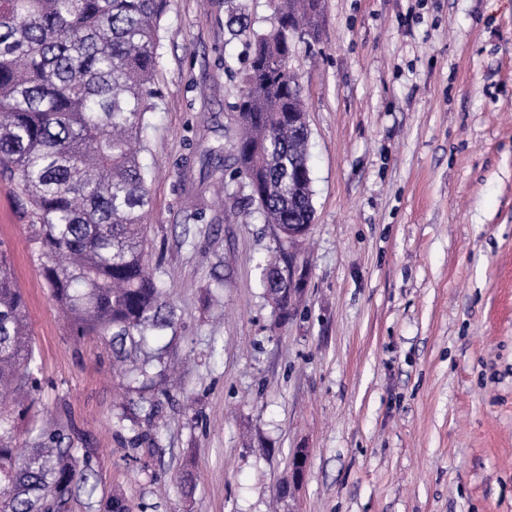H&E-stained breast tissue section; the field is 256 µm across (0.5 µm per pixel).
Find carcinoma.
Returning <instances> with one entry per match:
<instances>
[{
	"label": "carcinoma",
	"instance_id": "obj_1",
	"mask_svg": "<svg viewBox=\"0 0 512 512\" xmlns=\"http://www.w3.org/2000/svg\"><path fill=\"white\" fill-rule=\"evenodd\" d=\"M166 0H0V177L14 185L21 216L35 230L42 276L70 332L109 336L116 361L132 363L144 421L166 368L153 363L150 340L173 327L175 313L148 265L149 173L140 161L153 75L160 58ZM321 0H278L282 40L254 35L236 103L233 144L248 193L234 201L288 230L315 217L308 172L306 111L288 62L292 39L315 34ZM263 286L280 314L297 279ZM39 364L27 305L0 241V393L28 414L39 391ZM12 416L0 413V512H69L72 487L87 483L90 459L78 460L65 428L40 429L15 446Z\"/></svg>",
	"mask_w": 512,
	"mask_h": 512
}]
</instances>
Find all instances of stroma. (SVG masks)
Here are the masks:
<instances>
[{
	"mask_svg": "<svg viewBox=\"0 0 512 512\" xmlns=\"http://www.w3.org/2000/svg\"><path fill=\"white\" fill-rule=\"evenodd\" d=\"M272 18L271 0H168L141 154L176 310L152 445H131L139 396L105 337L71 336L0 178L41 362L16 442L68 427L93 469L70 512L117 491L132 512H270L302 448L280 512H512V0H324L290 59L315 219L289 247L301 290L284 317L262 285L276 228L224 216L246 192L232 144L248 43Z\"/></svg>",
	"mask_w": 512,
	"mask_h": 512,
	"instance_id": "1",
	"label": "stroma"
}]
</instances>
